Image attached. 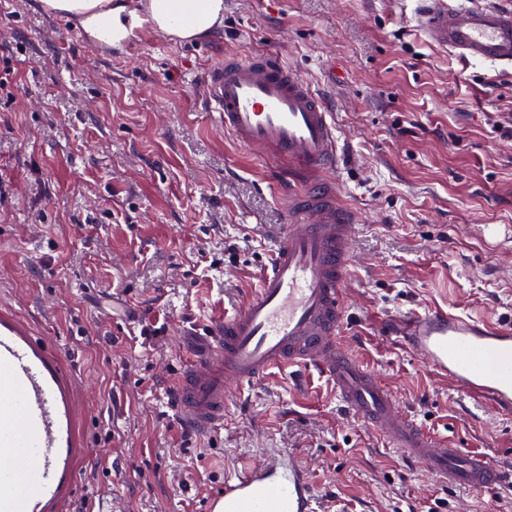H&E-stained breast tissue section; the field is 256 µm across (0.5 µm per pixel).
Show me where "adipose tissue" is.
<instances>
[{"label": "adipose tissue", "mask_w": 512, "mask_h": 512, "mask_svg": "<svg viewBox=\"0 0 512 512\" xmlns=\"http://www.w3.org/2000/svg\"><path fill=\"white\" fill-rule=\"evenodd\" d=\"M45 11L63 13L77 18L87 31L109 26L115 35H122L123 21L112 0H41ZM149 20L165 35L190 41L221 26L224 21V0H149Z\"/></svg>", "instance_id": "obj_1"}]
</instances>
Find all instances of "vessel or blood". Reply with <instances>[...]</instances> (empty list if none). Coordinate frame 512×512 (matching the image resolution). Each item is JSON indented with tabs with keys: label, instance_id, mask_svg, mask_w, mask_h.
<instances>
[{
	"label": "vessel or blood",
	"instance_id": "b4317fda",
	"mask_svg": "<svg viewBox=\"0 0 512 512\" xmlns=\"http://www.w3.org/2000/svg\"><path fill=\"white\" fill-rule=\"evenodd\" d=\"M416 21L434 45L471 63L512 69V8L473 0H422ZM200 80L205 105L237 143L279 164L285 214L276 247L246 301L207 327V350L185 366L169 401L189 431L224 425L228 384L252 388L273 369L314 372L341 412L374 431L442 484L489 492L512 469L427 432L345 345L346 293L358 214L342 200L334 117L322 96L272 53H225ZM380 336L402 344L437 376L500 415H512V324L444 307L383 320ZM0 512H61L80 450L64 399V375L16 318L0 315ZM19 415L22 437L10 424ZM205 512H317L303 459L279 448L238 467L205 501Z\"/></svg>",
	"mask_w": 512,
	"mask_h": 512
}]
</instances>
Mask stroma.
Instances as JSON below:
<instances>
[{
	"instance_id": "obj_1",
	"label": "stroma",
	"mask_w": 512,
	"mask_h": 512,
	"mask_svg": "<svg viewBox=\"0 0 512 512\" xmlns=\"http://www.w3.org/2000/svg\"><path fill=\"white\" fill-rule=\"evenodd\" d=\"M419 0H224L190 42L143 29L95 52L39 0H0V306L63 364L70 512H201L267 448L302 456L321 512H512V486L448 487L359 422L329 384L274 373L229 388L224 425L187 433L169 403L206 324L256 287L284 222L271 161L221 131L195 75L274 51L334 114L336 182L361 217L343 334L431 432L512 461L501 419L377 332L451 306L512 322V71L429 44ZM486 224L500 234L483 236Z\"/></svg>"
}]
</instances>
